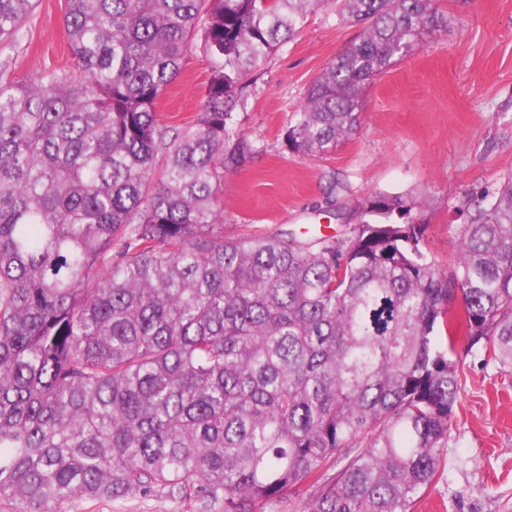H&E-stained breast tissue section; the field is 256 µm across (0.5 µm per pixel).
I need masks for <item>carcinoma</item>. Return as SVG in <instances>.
I'll return each instance as SVG.
<instances>
[{"instance_id": "1", "label": "carcinoma", "mask_w": 512, "mask_h": 512, "mask_svg": "<svg viewBox=\"0 0 512 512\" xmlns=\"http://www.w3.org/2000/svg\"><path fill=\"white\" fill-rule=\"evenodd\" d=\"M332 2L359 38L284 134L318 156L361 125L366 83L448 27L435 0H65L73 69L0 60V502L162 492L202 512H413L461 390L459 343L512 368V175L468 195L442 269L379 193L347 241L224 237L249 75ZM36 0H0V41ZM211 62L195 120L157 104ZM461 299L462 310L453 309ZM310 492L311 488L309 485H304L290 499L266 505L263 512H300L299 510L303 508Z\"/></svg>"}]
</instances>
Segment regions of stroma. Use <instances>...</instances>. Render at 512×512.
Masks as SVG:
<instances>
[{
  "label": "stroma",
  "mask_w": 512,
  "mask_h": 512,
  "mask_svg": "<svg viewBox=\"0 0 512 512\" xmlns=\"http://www.w3.org/2000/svg\"><path fill=\"white\" fill-rule=\"evenodd\" d=\"M447 30L378 75L362 97V124L329 153L288 151L292 112L323 68L360 27L333 8L313 12L301 33L256 71L239 110L240 129L263 144L224 183V234L273 236L321 229L342 242L359 210L379 193L426 198L423 246L441 268L457 256L456 224L466 195L512 173V0H437ZM64 0H39L14 41L0 43L23 78L71 66ZM208 63L187 57L162 96L165 124L192 122ZM462 390L451 439L416 512H512V369L458 346ZM66 512H198L192 501L154 493L110 503L78 501Z\"/></svg>",
  "instance_id": "stroma-1"
}]
</instances>
